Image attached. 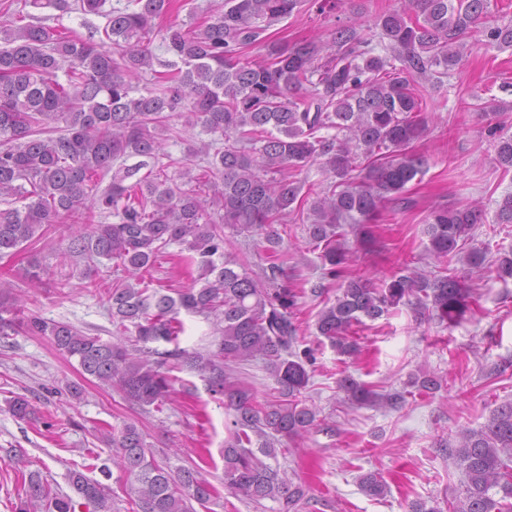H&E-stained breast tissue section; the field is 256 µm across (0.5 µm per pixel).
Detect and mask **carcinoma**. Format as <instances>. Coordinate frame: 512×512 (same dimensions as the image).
<instances>
[{
	"instance_id": "1",
	"label": "carcinoma",
	"mask_w": 512,
	"mask_h": 512,
	"mask_svg": "<svg viewBox=\"0 0 512 512\" xmlns=\"http://www.w3.org/2000/svg\"><path fill=\"white\" fill-rule=\"evenodd\" d=\"M11 2L18 17L0 22V203L7 205L0 208V256L26 249L45 225L65 224L70 234L54 254L58 264L77 258L89 279L107 260L123 277L107 290L112 342L37 315L21 322L16 308L1 304L0 337L18 328L49 337L84 374L142 409L160 410L172 400V372L200 373L232 416L224 487L256 504L275 502L278 512H298L306 485L265 462L288 453L275 444L321 425L303 398L314 349L299 348L298 294L288 263L274 259L288 218L306 216L309 241L319 250L321 278L312 292L321 296L325 282L336 285L315 326L338 354L356 355L355 328L401 304L441 325L459 322L477 302L468 281L488 253L467 247L485 222L480 205L436 204L429 211L427 251L438 263L430 274L408 263L382 279L348 273L346 237L355 228L370 241L368 225L383 211L411 207L408 184L429 164L413 147L428 112L421 87L442 83L477 34L512 47V23H499L490 0H403L365 30L342 25L325 41L290 46L268 30L303 0H224V8L196 12L187 25L171 20L177 0H127L109 10L106 0ZM48 10L94 14L106 23L72 37L46 24ZM157 39L165 60L154 52ZM254 47L263 50L257 59L248 55ZM147 72L150 86L136 89L132 80ZM174 116L212 135L187 148V157L199 158L197 174L189 167L182 173L189 189L171 178L160 156L159 132L170 130ZM498 129L489 130L495 160L509 171L512 135ZM318 161L327 183L305 194L297 175ZM496 223L512 224V192L498 202ZM226 229L259 237L273 260L248 269L226 252ZM172 245L189 252L201 286L155 288L146 278ZM459 256L462 269L452 266ZM182 310L211 320L209 349L176 346ZM160 342L175 347H154ZM255 359L276 384L262 402L240 379L239 365ZM411 386L433 392L441 380L423 371ZM338 388L352 404L405 402L349 375ZM7 405L21 421L36 419L25 395ZM103 442L126 477L133 512H197L215 495L195 467L158 461L133 424L107 431ZM451 454L466 482L448 512H512V402L480 428L463 429ZM69 481L95 512H111L108 485L77 470ZM359 485L371 497L387 491L375 472L360 475ZM493 490L502 497L494 499ZM15 512L75 509L68 495L31 473Z\"/></svg>"
}]
</instances>
